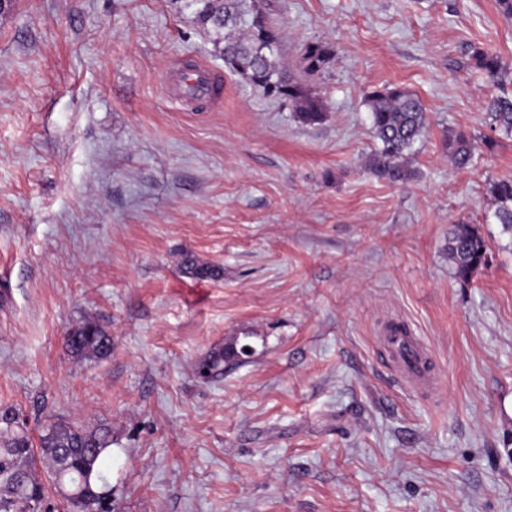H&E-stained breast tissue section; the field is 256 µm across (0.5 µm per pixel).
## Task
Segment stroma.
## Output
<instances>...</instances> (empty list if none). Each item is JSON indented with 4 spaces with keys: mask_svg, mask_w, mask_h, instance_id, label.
Segmentation results:
<instances>
[{
    "mask_svg": "<svg viewBox=\"0 0 512 512\" xmlns=\"http://www.w3.org/2000/svg\"><path fill=\"white\" fill-rule=\"evenodd\" d=\"M282 56L325 102L288 103L225 67L174 0H15L0 16V407L31 434L54 419L112 427L116 512H512V233L489 180L512 134L462 67L497 53L512 92V15L499 0H259ZM332 55L304 77L305 44ZM220 98L178 105L183 66ZM399 86L428 125L413 178L364 168L365 94ZM452 132L491 134L472 166ZM476 225L493 262L468 286L448 232ZM222 268L197 280L184 254ZM406 320L435 391L405 386L377 341ZM91 321L102 361L62 337ZM250 357L204 380L231 340ZM476 140L464 132L448 135V159L456 168H467L474 156ZM68 354L77 360H102L112 352V338L90 321L71 327L63 337Z\"/></svg>",
    "mask_w": 512,
    "mask_h": 512,
    "instance_id": "stroma-1",
    "label": "stroma"
}]
</instances>
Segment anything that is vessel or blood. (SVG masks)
Wrapping results in <instances>:
<instances>
[{"instance_id": "1", "label": "vessel or blood", "mask_w": 512, "mask_h": 512, "mask_svg": "<svg viewBox=\"0 0 512 512\" xmlns=\"http://www.w3.org/2000/svg\"><path fill=\"white\" fill-rule=\"evenodd\" d=\"M379 342L405 385L418 386L430 380L434 371L432 356L407 325L394 319L388 320L380 331Z\"/></svg>"}]
</instances>
